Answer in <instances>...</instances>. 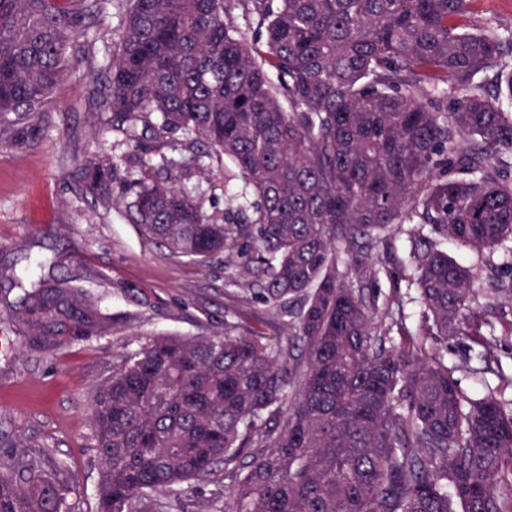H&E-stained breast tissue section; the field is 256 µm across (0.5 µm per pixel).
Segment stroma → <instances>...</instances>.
Listing matches in <instances>:
<instances>
[{"label":"stroma","instance_id":"obj_1","mask_svg":"<svg viewBox=\"0 0 512 512\" xmlns=\"http://www.w3.org/2000/svg\"><path fill=\"white\" fill-rule=\"evenodd\" d=\"M126 0H105L101 16L74 42L69 69L47 107L50 124L36 145L0 141V445H22L65 462L72 512H96L98 466L91 449L96 387L126 350L152 335H209L231 329L287 336L249 291L250 279L223 257L204 263L173 257L142 237L116 208L94 204L74 174L84 160L109 158L138 178L141 165L121 136L107 131L96 79L123 30ZM470 25L512 30V0H470ZM177 186L208 211L224 208L217 161ZM44 287L81 292L90 324L75 337L67 304L51 315L20 305L17 280L35 261Z\"/></svg>","mask_w":512,"mask_h":512}]
</instances>
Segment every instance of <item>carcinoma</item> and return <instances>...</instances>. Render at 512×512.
Masks as SVG:
<instances>
[{
  "mask_svg": "<svg viewBox=\"0 0 512 512\" xmlns=\"http://www.w3.org/2000/svg\"><path fill=\"white\" fill-rule=\"evenodd\" d=\"M240 1L260 48L233 19ZM99 2L0 0V137L31 146L46 130ZM128 2L105 126L142 176L121 184L115 163L88 159L76 179L176 257L238 258L288 345L226 330L125 352L92 408L97 512H165L161 496L219 475L235 507L198 512H512V398L465 395L426 348L468 336L496 376L494 324L512 336V319L473 308L478 273L437 244L512 242V113L476 82L512 33L463 26L470 0ZM428 89L451 104L426 106ZM176 138L188 160L152 163ZM203 156L228 158L242 183L222 211L175 186ZM404 224L415 333L376 288L396 278ZM486 287L512 306V278ZM29 302L46 314L54 300L32 287ZM68 479L65 463L16 449L0 459V512H71Z\"/></svg>",
  "mask_w": 512,
  "mask_h": 512,
  "instance_id": "cac0c4a2",
  "label": "carcinoma"
}]
</instances>
